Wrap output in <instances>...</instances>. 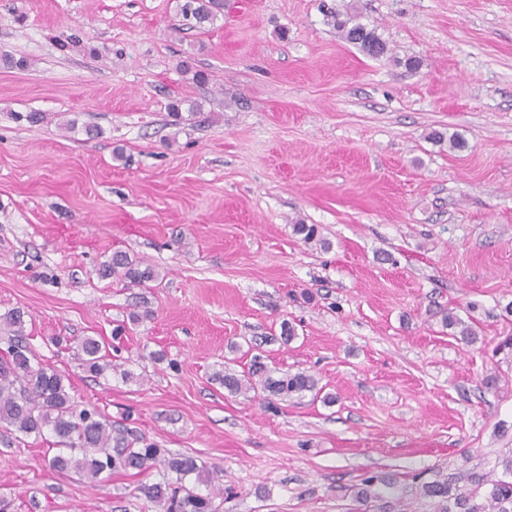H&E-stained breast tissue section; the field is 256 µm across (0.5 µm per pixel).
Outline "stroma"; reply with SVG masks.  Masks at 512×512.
Here are the masks:
<instances>
[{"mask_svg":"<svg viewBox=\"0 0 512 512\" xmlns=\"http://www.w3.org/2000/svg\"><path fill=\"white\" fill-rule=\"evenodd\" d=\"M178 4L0 0V313H28L31 347L76 399L220 468L219 512H442L423 483L504 477L512 0H227L205 33L178 29ZM332 11L388 55L342 39ZM30 111L43 122L15 120ZM116 250L159 279L100 278ZM88 336L114 351L98 378L77 357ZM257 353L335 403L213 381ZM55 452L52 433L19 448L0 432L12 512H157L135 495L157 473L93 484L51 470ZM372 475L393 492L357 499ZM332 17L336 30L346 42L356 45L362 52L374 58L383 57L387 53V43L374 29H368L366 25L348 15L345 19H341L339 13Z\"/></svg>","mask_w":512,"mask_h":512,"instance_id":"1","label":"stroma"}]
</instances>
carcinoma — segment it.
Masks as SVG:
<instances>
[{"label": "carcinoma", "instance_id": "cac0c4a2", "mask_svg": "<svg viewBox=\"0 0 512 512\" xmlns=\"http://www.w3.org/2000/svg\"><path fill=\"white\" fill-rule=\"evenodd\" d=\"M220 10L219 0H185L181 15L186 25L204 30ZM336 30L344 40L367 55L379 58L387 43L375 30L348 16L334 15ZM101 278L116 277L131 286H144L158 279V270L115 251L97 269ZM25 313L10 310L0 314V332L7 336L8 347L0 355V430L16 436L26 445L28 438L39 439L48 429L57 438L58 452L49 460L59 473L74 472L92 483L115 471L138 474L160 469L161 480L143 483L138 492L161 512H218L211 488L220 481L221 471L210 469L190 455L171 453L145 437L129 438L128 432L112 424L104 413L75 399L64 384V376L37 357L26 341ZM106 345L94 337L79 344L82 366L97 376L111 367ZM213 379L230 394L260 390L268 397L290 398L303 393L323 396L330 405L336 397L322 395L318 380L306 370L275 376L254 357L248 370L241 373L226 367ZM470 492L453 493L451 483L434 480L421 486L422 495L448 502L444 512H512V480H490L484 475L470 477ZM209 488L205 494L200 486Z\"/></svg>", "mask_w": 512, "mask_h": 512}]
</instances>
